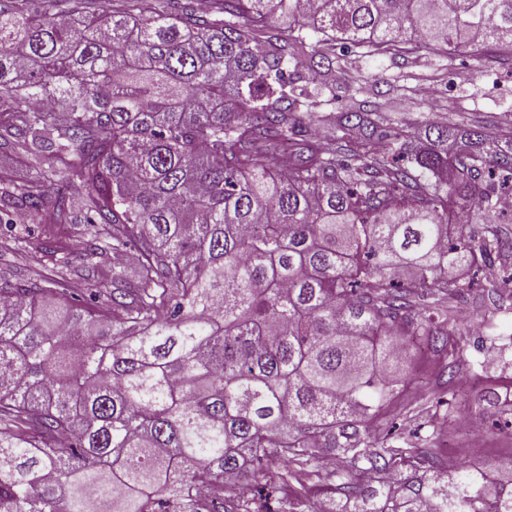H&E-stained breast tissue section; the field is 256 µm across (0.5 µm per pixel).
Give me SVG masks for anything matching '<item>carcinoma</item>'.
Wrapping results in <instances>:
<instances>
[{
	"label": "carcinoma",
	"instance_id": "carcinoma-1",
	"mask_svg": "<svg viewBox=\"0 0 512 512\" xmlns=\"http://www.w3.org/2000/svg\"><path fill=\"white\" fill-rule=\"evenodd\" d=\"M406 44L497 62L512 0H0V153L27 169L0 221L83 225L94 286L0 284V512H270L328 458L332 495L288 512H512L369 441L401 337L448 344L463 274L512 250V135L396 117L337 52ZM271 459L262 504L224 495Z\"/></svg>",
	"mask_w": 512,
	"mask_h": 512
}]
</instances>
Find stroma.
I'll return each mask as SVG.
<instances>
[{
  "label": "stroma",
  "instance_id": "stroma-1",
  "mask_svg": "<svg viewBox=\"0 0 512 512\" xmlns=\"http://www.w3.org/2000/svg\"><path fill=\"white\" fill-rule=\"evenodd\" d=\"M350 68L392 78L400 71L418 73L424 62L411 53L370 62L347 55ZM429 100L408 94L394 97L395 112L446 114L467 124L502 126L512 117V69L461 54L448 63L447 75L436 82ZM65 243L70 269L61 272L51 260L35 261L27 251H0V283L63 277L67 297H81L83 253L76 228H67ZM512 269V252L501 253L487 270L484 287L448 303L455 334L445 349L408 347L400 375L404 390L389 415L374 425L375 434L421 448L443 447L441 464H478L497 481L512 482V300L495 293L502 272ZM455 365L458 382L448 388L447 367ZM483 421L480 433L460 425L462 414Z\"/></svg>",
  "mask_w": 512,
  "mask_h": 512
}]
</instances>
